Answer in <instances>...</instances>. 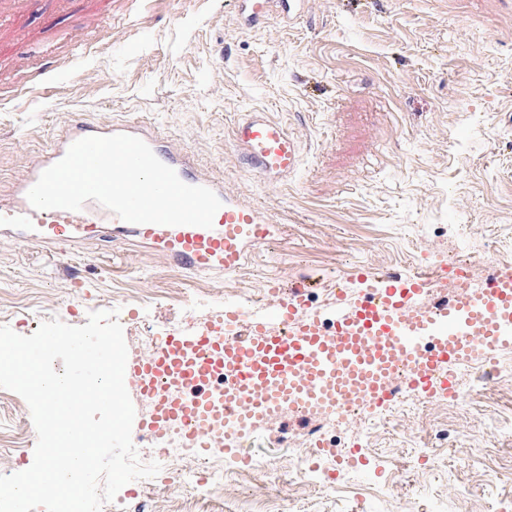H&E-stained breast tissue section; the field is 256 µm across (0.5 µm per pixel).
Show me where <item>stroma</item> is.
I'll use <instances>...</instances> for the list:
<instances>
[{
    "label": "stroma",
    "mask_w": 512,
    "mask_h": 512,
    "mask_svg": "<svg viewBox=\"0 0 512 512\" xmlns=\"http://www.w3.org/2000/svg\"><path fill=\"white\" fill-rule=\"evenodd\" d=\"M47 49L53 71L17 48ZM269 112L297 138L299 172L269 185L247 172L231 130L248 109ZM142 121L191 153L198 171L274 220L232 274L191 272L132 232L38 240L29 224H0V324L33 334L56 318L124 308L139 337L201 322L184 292L206 284L216 303L269 282L306 280L312 309L328 288L365 270L412 271L433 250L450 277L458 256L500 248L512 268V0H303L284 23L245 25L236 0H79L61 15L30 0L0 25V204L77 118ZM308 421L290 415L248 445L261 476L224 464V489L207 500L174 491L159 472L118 492L112 512H243L255 500L294 512H512V381L454 409L393 411L388 429L336 435L318 484L289 475ZM0 474L29 468L37 434L26 401L0 388ZM359 447L366 463L342 476L336 456ZM484 449L475 463L471 451Z\"/></svg>",
    "instance_id": "stroma-1"
}]
</instances>
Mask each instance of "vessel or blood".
<instances>
[{
    "mask_svg": "<svg viewBox=\"0 0 512 512\" xmlns=\"http://www.w3.org/2000/svg\"><path fill=\"white\" fill-rule=\"evenodd\" d=\"M237 2L241 17L254 27L274 14L291 17L298 0ZM116 134L142 139L184 183L208 187L222 202L209 228L133 225L154 250L193 271L230 273L240 267L246 244L269 238L273 222L267 215L225 190L223 182L200 174L191 155L135 121L71 124L20 179L13 203L0 209V223L39 225L41 238L60 244L78 234L102 236L105 225L119 224L118 216L93 200L68 211L37 210L27 199L41 173L72 143ZM232 138L243 166L268 184L288 180L301 165L297 139L263 110L245 112ZM356 280L358 294L339 291L328 324L297 287L279 295L269 311L251 315L228 301L208 321L161 336L152 350L126 364V378L152 404L149 415L135 418L133 439L156 449L175 432L198 455L218 453L247 467L252 458L243 439L285 416L292 404L314 411L358 402L381 410L391 403L399 376L416 392H450L454 384L443 370L448 362L483 360L512 346L511 269L494 270L477 291L456 287L429 307L418 302L425 273H361Z\"/></svg>",
    "mask_w": 512,
    "mask_h": 512,
    "instance_id": "b4317fda",
    "label": "vessel or blood"
}]
</instances>
